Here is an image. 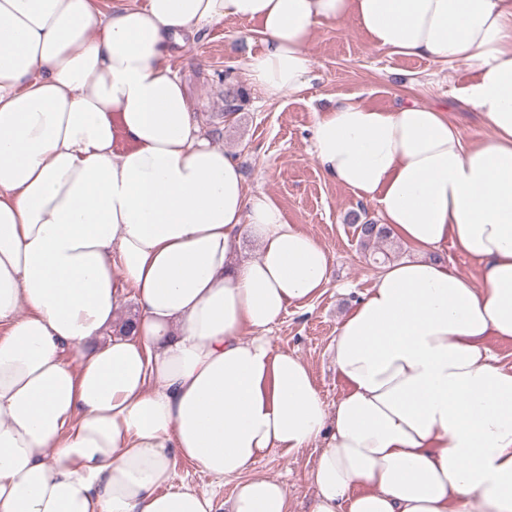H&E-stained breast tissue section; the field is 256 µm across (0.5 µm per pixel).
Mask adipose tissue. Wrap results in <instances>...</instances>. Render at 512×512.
Instances as JSON below:
<instances>
[{
    "label": "adipose tissue",
    "instance_id": "adipose-tissue-1",
    "mask_svg": "<svg viewBox=\"0 0 512 512\" xmlns=\"http://www.w3.org/2000/svg\"><path fill=\"white\" fill-rule=\"evenodd\" d=\"M227 20L257 23L245 69L267 95L306 88L315 30L350 20L472 68L493 130L465 141L415 102L316 114L321 168L413 251L337 327L332 408L268 337L329 284V253L248 192L167 64ZM248 237L257 257L234 260ZM490 336L512 339V0H0V512H215L180 458L235 480L230 512H289L251 470L314 445L309 512H512ZM448 267L467 279L474 287L482 286V276L479 267L467 257L457 253L452 247L444 253Z\"/></svg>",
    "mask_w": 512,
    "mask_h": 512
}]
</instances>
